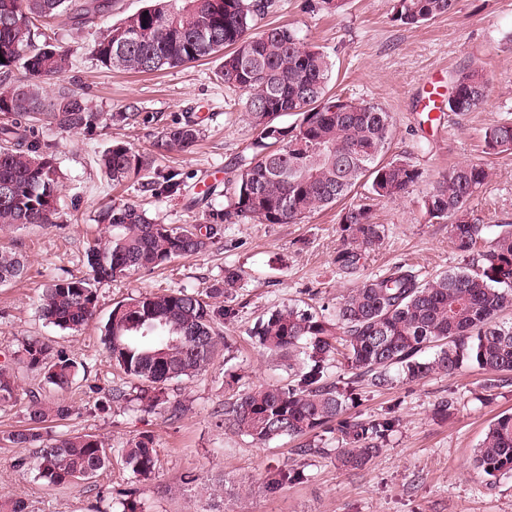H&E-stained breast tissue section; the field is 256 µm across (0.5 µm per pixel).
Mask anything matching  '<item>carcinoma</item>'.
I'll return each instance as SVG.
<instances>
[{
    "instance_id": "carcinoma-1",
    "label": "carcinoma",
    "mask_w": 512,
    "mask_h": 512,
    "mask_svg": "<svg viewBox=\"0 0 512 512\" xmlns=\"http://www.w3.org/2000/svg\"><path fill=\"white\" fill-rule=\"evenodd\" d=\"M391 19L418 25L448 15L457 0H392ZM266 0H157L146 11L112 26L95 42L92 54L103 66L156 72L223 54L217 72L224 86L240 93L244 112L256 130L251 155L241 158L231 180L229 203L210 222L159 224L134 203L111 204L95 221L103 235L89 248V273L57 278L43 289L40 317L62 331L78 334L94 319V285L142 269H155L205 251L221 224L257 221L298 224L310 213L342 205L339 215L347 247L336 254L346 270L382 245L384 227L375 221L374 202L404 198L422 177L407 157L385 159L393 116L382 105L357 102L330 92L332 63L318 47L284 26L255 31ZM104 9L97 0H0V232L30 224L56 226L59 172L44 129L90 133L103 122L77 94L61 85L47 96L43 84L69 70L71 52L56 46L52 21L64 17L77 27L94 22ZM213 36L198 38L200 30ZM26 73L14 81V72ZM489 80L479 69L456 73L448 111L479 107ZM288 115L292 124L279 118ZM201 128L192 120L166 132L167 143L186 152ZM483 151H512V122L486 128ZM113 185L139 176L149 157L114 142L98 159ZM489 177L481 162L458 164L434 184L421 208L431 223L449 227L451 243L465 266L425 277L405 264L369 277L336 302L330 317L288 305L258 318L250 331L272 355L288 358L289 381L260 385L224 403L219 425L256 444L283 437H306L317 430L336 434L337 449L306 444L303 453L330 455L350 468L361 467L382 451L399 424L395 409L380 417H345L347 401L328 370L344 364L352 382L389 389L398 378L413 382L432 374L450 378L466 365L487 375L490 390L512 384V223L478 224L470 205ZM367 195L353 200L357 188ZM179 173L170 172L150 190L181 191ZM27 258L0 247V284L23 279ZM243 271L224 268V279L205 294L185 289L140 293L118 302L104 325L101 342L108 362L139 382L134 401L145 412L177 418L184 403L167 385L201 375L223 344L220 327L235 316L229 295L242 287ZM14 359L57 392L68 391L79 372L77 361L40 337L24 340ZM27 401L21 428L0 439L33 449L35 476L53 487L96 478L110 463V448L94 433L56 436L51 423L69 408L23 387L14 369L0 366V409ZM135 484L118 492L122 512H142L139 485L155 476L154 438L142 434L118 450ZM474 466L490 477H512V414L493 421L474 449ZM306 479L301 469L273 468L264 484L275 492Z\"/></svg>"
}]
</instances>
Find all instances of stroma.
Masks as SVG:
<instances>
[{
	"instance_id": "stroma-1",
	"label": "stroma",
	"mask_w": 512,
	"mask_h": 512,
	"mask_svg": "<svg viewBox=\"0 0 512 512\" xmlns=\"http://www.w3.org/2000/svg\"><path fill=\"white\" fill-rule=\"evenodd\" d=\"M258 29L287 25L304 41L323 50L333 64L334 91L378 103L394 119L390 155L409 157L423 173L405 198L385 200L376 221L385 228L382 247L354 270L338 266L343 246L337 209L312 213L300 224H226L217 242L202 254L166 267L141 270L99 283L96 318L79 335L48 325L38 313L47 282L82 276L86 253L99 236L95 217L108 203H137L163 224H205L228 205L227 182L256 137L238 96L217 78L219 59L210 58L144 74L107 69L91 48L111 25L146 7L151 0H111L94 24L57 27L59 45L72 51V66L62 83H47L46 93L64 85L93 110L131 113L126 122H104L95 133L46 130L61 176L57 225H31L1 240L27 256L23 280L0 286V365L12 362L23 339L51 340L80 362L83 373L64 395L72 412L58 421V434L89 432L116 451L146 432L154 437L159 462L155 479L142 486L146 512H204L216 486L224 488V512H512V478L492 479L473 466V453L498 415L512 413V385L487 393L485 376L467 366L455 377L434 374L416 382H397L387 390L351 384L343 366L328 379L351 397L350 416L371 420L395 409L399 424L378 457L351 470L335 456L304 455L299 438L264 445L217 426L214 411L259 384L287 381L286 361L270 356L250 339L256 320L288 304L332 311L338 298L363 278L406 264L426 275L462 266L445 224L428 222L422 197L448 167L487 161L490 176L475 197L473 216L484 224L512 222V153L485 158L483 134L491 124L512 120V0H458L452 14L426 24L392 21L390 0H346L330 13L321 0H269ZM466 68L483 70L491 86L486 101L457 115H426L421 96L427 82L450 90L452 76ZM194 120L202 129L192 152L167 146L165 134ZM123 142L149 154L153 165L119 188L102 175L97 158L112 143ZM178 172L181 195L155 197L144 183ZM228 266L246 273L237 291L236 316L224 326V344L199 377L169 386L186 410L175 422L126 403L136 383L114 371L99 341V327L117 301L145 292L185 288L204 292ZM117 397L108 412L96 403L105 392ZM457 398L452 415L441 418V396ZM28 449L0 447V497H21L30 512H116V493L132 476L113 456L91 482L49 488L22 468ZM303 469L306 479L267 491V469ZM196 475L186 483V475Z\"/></svg>"
}]
</instances>
